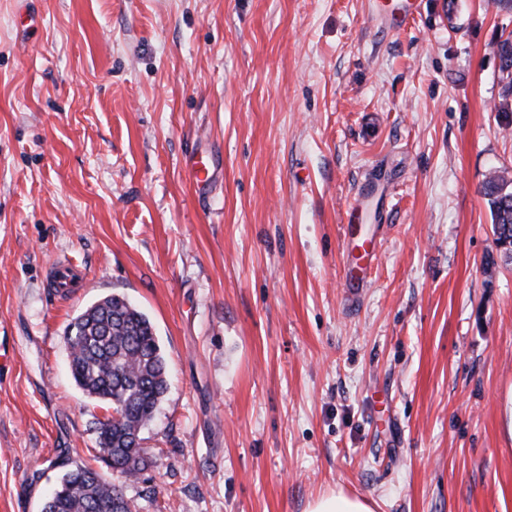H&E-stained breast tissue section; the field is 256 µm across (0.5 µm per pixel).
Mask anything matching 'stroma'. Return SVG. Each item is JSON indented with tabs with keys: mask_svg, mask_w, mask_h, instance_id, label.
<instances>
[{
	"mask_svg": "<svg viewBox=\"0 0 512 512\" xmlns=\"http://www.w3.org/2000/svg\"><path fill=\"white\" fill-rule=\"evenodd\" d=\"M0 0V512L105 412L64 335L152 322L138 512H512V263L483 194L512 0ZM211 182L196 192L187 161ZM381 191L346 233L364 181ZM373 236L368 285L344 273ZM307 512H374L371 502L342 492L325 493L314 499Z\"/></svg>",
	"mask_w": 512,
	"mask_h": 512,
	"instance_id": "stroma-1",
	"label": "stroma"
}]
</instances>
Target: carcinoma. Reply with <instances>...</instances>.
<instances>
[{
	"instance_id": "1",
	"label": "carcinoma",
	"mask_w": 512,
	"mask_h": 512,
	"mask_svg": "<svg viewBox=\"0 0 512 512\" xmlns=\"http://www.w3.org/2000/svg\"><path fill=\"white\" fill-rule=\"evenodd\" d=\"M496 111L508 114L512 74L500 84ZM494 234L512 240V182L492 176L484 185ZM72 378L89 398L116 409L96 422L95 460L118 478H136L154 464L142 430L168 387L166 361L149 318L127 299L107 296L68 325L65 336ZM136 512L121 485L85 463L67 469L47 512Z\"/></svg>"
}]
</instances>
